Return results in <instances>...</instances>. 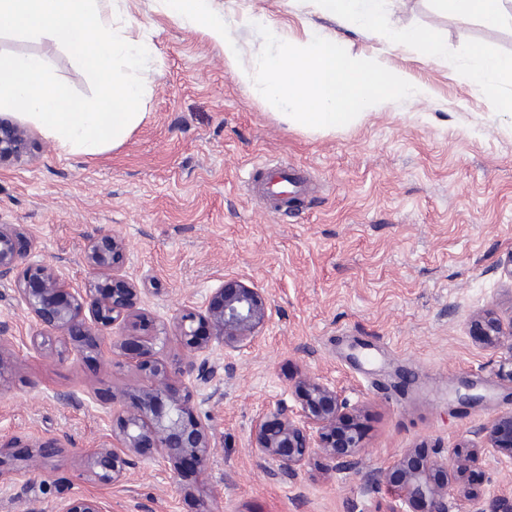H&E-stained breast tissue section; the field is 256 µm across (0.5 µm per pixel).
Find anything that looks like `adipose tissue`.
I'll return each instance as SVG.
<instances>
[{
	"label": "adipose tissue",
	"mask_w": 512,
	"mask_h": 512,
	"mask_svg": "<svg viewBox=\"0 0 512 512\" xmlns=\"http://www.w3.org/2000/svg\"><path fill=\"white\" fill-rule=\"evenodd\" d=\"M446 13L476 14L485 24L499 25L512 19L505 0H438ZM316 10L324 16L352 24L366 34L383 35L396 48L421 46L434 61L447 63L448 51L435 35L411 27H389L381 0H313ZM470 81L487 96L494 95L501 77H512V56L476 53L468 70Z\"/></svg>",
	"instance_id": "obj_1"
}]
</instances>
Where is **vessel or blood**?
<instances>
[{
    "label": "vessel or blood",
    "instance_id": "obj_1",
    "mask_svg": "<svg viewBox=\"0 0 512 512\" xmlns=\"http://www.w3.org/2000/svg\"><path fill=\"white\" fill-rule=\"evenodd\" d=\"M244 187L249 195L264 200L268 210L275 214L291 208L295 199L313 190L300 167L270 160L252 164Z\"/></svg>",
    "mask_w": 512,
    "mask_h": 512
}]
</instances>
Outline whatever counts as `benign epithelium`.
<instances>
[{"instance_id":"7a95c632","label":"benign epithelium","mask_w":512,"mask_h":512,"mask_svg":"<svg viewBox=\"0 0 512 512\" xmlns=\"http://www.w3.org/2000/svg\"><path fill=\"white\" fill-rule=\"evenodd\" d=\"M30 131L0 116V166L21 162L27 156ZM35 245L22 224L0 225V283L13 287L19 301L35 319L39 333L33 344L47 347L58 357L74 353H109L127 363L140 364L148 383L115 397L119 405L112 436L89 452L85 471L100 486L116 485L139 464L142 450L156 449L161 461L174 473L203 470L216 451L210 426L196 416L193 391L179 392L177 378L191 376L199 385L210 381L214 368L207 353L214 342L238 350L255 341L268 319V299L263 291L242 281L224 283L205 308H179L168 322L139 334L144 313L136 308L138 288L120 274L125 252L123 238L104 232L91 238L83 252L87 278L82 288H65L57 269L47 263H29ZM118 323L127 333L112 338L105 331ZM481 343L512 350V318L503 322L488 306L474 316ZM175 337L181 353L171 361L156 358V346ZM299 406L292 410L278 404L254 424L249 451L276 467L270 478L294 479L311 456H323L331 465L326 479L335 478L336 467L356 460L361 437L345 403L335 390L310 373L295 384ZM478 440H464L445 457L412 461L406 453L392 464L375 470L377 485L396 489L406 512H448V499L475 506L471 512H512V499H496L486 508L477 504L480 491L468 474L483 455L494 453L512 459V409L492 416L477 433ZM27 460L39 467L62 452L58 438L35 440L27 445ZM64 512H107L105 502L94 495L72 498Z\"/></svg>"}]
</instances>
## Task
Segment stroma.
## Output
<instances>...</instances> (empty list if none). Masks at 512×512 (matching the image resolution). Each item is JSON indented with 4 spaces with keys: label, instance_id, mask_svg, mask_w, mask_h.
<instances>
[{
    "label": "stroma",
    "instance_id": "stroma-1",
    "mask_svg": "<svg viewBox=\"0 0 512 512\" xmlns=\"http://www.w3.org/2000/svg\"><path fill=\"white\" fill-rule=\"evenodd\" d=\"M250 52L263 39L244 16L288 41L316 27L355 55H376L424 84L426 100L392 102L330 133L285 125L224 67V49L176 21L163 0H112L115 27L153 54L141 73L140 124L97 155L61 148L33 130L30 153L0 168V224H23L37 242L28 259L53 263L64 285L86 275L88 239L117 231L127 242L122 274L138 305L169 320L181 306L204 309L225 281L261 288L268 320L236 351L213 344L211 381L195 390L197 414L217 450L205 470L175 476L145 449L117 485L87 477L85 451L112 432V394L142 383L111 357L58 358L37 348L33 318L0 285V332L15 367L0 380V444L61 439L55 466L28 462L0 477V512H62L79 495L102 497L109 512H196L198 491L212 512H389L394 489L371 484L396 457L446 455L491 416L512 409V352L482 345L475 314L495 306L512 317V281L500 263L512 252V79L496 98L481 94L464 67L474 49L512 55V23L440 11L437 0H385L386 20L432 30L448 63L422 48H392L321 17L312 0H216ZM0 50L45 56L55 75L83 95L91 84L62 45L0 36ZM308 169L323 192L296 215L272 214L242 186L258 159ZM311 372L356 412L364 447L356 463L322 476L313 456L297 479H272L249 451L258 415L295 405L294 385ZM474 383L479 402L462 407L454 389ZM473 480L491 500L512 495V460L487 455Z\"/></svg>",
    "mask_w": 512,
    "mask_h": 512
}]
</instances>
